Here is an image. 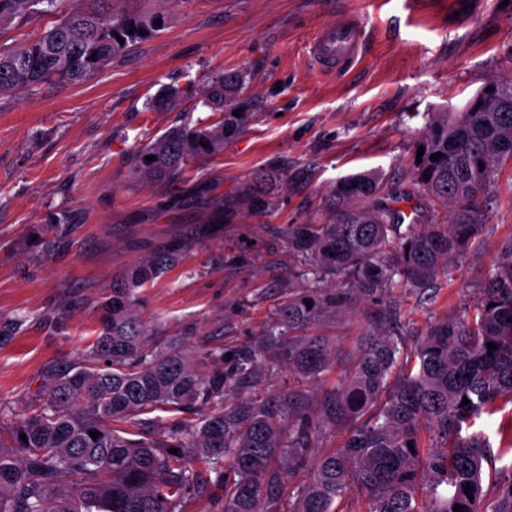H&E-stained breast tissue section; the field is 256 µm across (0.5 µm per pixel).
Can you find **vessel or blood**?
Here are the masks:
<instances>
[{
    "mask_svg": "<svg viewBox=\"0 0 512 512\" xmlns=\"http://www.w3.org/2000/svg\"><path fill=\"white\" fill-rule=\"evenodd\" d=\"M365 37L364 22L352 16L322 27L309 44V54L319 70H347L358 63Z\"/></svg>",
    "mask_w": 512,
    "mask_h": 512,
    "instance_id": "obj_1",
    "label": "vessel or blood"
}]
</instances>
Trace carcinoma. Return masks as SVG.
Here are the masks:
<instances>
[{"label": "carcinoma", "mask_w": 512, "mask_h": 512, "mask_svg": "<svg viewBox=\"0 0 512 512\" xmlns=\"http://www.w3.org/2000/svg\"><path fill=\"white\" fill-rule=\"evenodd\" d=\"M63 2L0 0V30L55 14ZM90 2L37 39L0 50V94L80 83L166 27L162 12ZM239 82L236 72L212 76L204 103L223 105ZM184 94L166 88L148 109L172 108ZM242 122L229 112L207 127L173 126L135 150L133 169L145 181L175 183L199 158L223 152ZM419 145L412 190L387 198L376 175L348 176L332 190L331 222L288 225V250L304 261L311 285L288 291L274 323L243 348L213 345L199 361L190 341L145 318L139 289L179 262L182 242L129 267L98 300L101 327L89 351L50 363L20 408L0 409V512H184L188 498L214 485L224 490V512H344L340 504L354 491L369 512H454L456 504L462 512H512V472L483 486L491 444L473 430L495 402L512 403V243L476 302L430 323L408 360L401 339L385 330L395 311L384 300L451 276L478 239L496 163L512 157V82L490 81L462 110L432 113ZM437 152L442 157L430 159ZM272 177L256 172L252 206L264 205ZM414 198L410 211L399 207ZM432 202L448 211L441 224L431 223ZM67 223L64 214L49 220L46 250H55ZM373 301L375 322L336 369L339 340L317 326L337 309ZM24 322L0 318V339ZM274 366L288 373V390L263 392ZM155 412L181 414L164 440L150 429ZM326 425L342 429V441L321 452L315 434ZM198 461L215 483L200 476Z\"/></svg>", "instance_id": "obj_1"}]
</instances>
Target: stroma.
<instances>
[{"mask_svg": "<svg viewBox=\"0 0 512 512\" xmlns=\"http://www.w3.org/2000/svg\"><path fill=\"white\" fill-rule=\"evenodd\" d=\"M164 12L165 29L80 84L49 82L0 95V317H24L0 344V406L16 408L50 362L86 353L99 327L94 304L113 279L169 239L182 261L156 279L145 315L164 333L236 349L269 324L289 289L305 287L283 235L324 224L340 178L378 175L383 193L411 184L429 117L462 109L489 80H512V0H122ZM369 31L347 72L314 68L308 44L345 16ZM242 72L231 98L244 121L223 153L175 186L132 170L134 148L185 122L213 121L202 106L210 76ZM186 95L152 112L162 89ZM274 171L265 207L250 179ZM224 196L219 231L193 198ZM69 213L67 247L45 252L48 217ZM478 244L452 278L396 290L397 333L412 341L430 321L473 302L503 244L512 241V159L496 169ZM79 309H70L72 300Z\"/></svg>", "mask_w": 512, "mask_h": 512, "instance_id": "obj_1", "label": "stroma"}]
</instances>
